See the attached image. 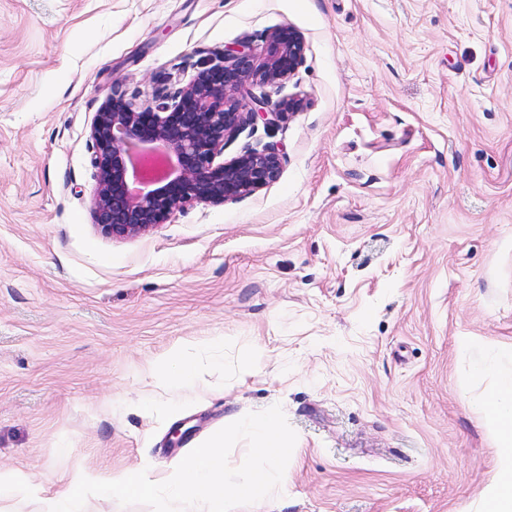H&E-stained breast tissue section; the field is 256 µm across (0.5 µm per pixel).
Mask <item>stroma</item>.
Here are the masks:
<instances>
[{"mask_svg": "<svg viewBox=\"0 0 512 512\" xmlns=\"http://www.w3.org/2000/svg\"><path fill=\"white\" fill-rule=\"evenodd\" d=\"M284 25L304 56L265 88L301 102L268 137L279 179L101 235L89 131L113 86L150 98ZM184 344L195 385L153 382ZM501 344L512 0H0L1 473L159 477L278 404L283 481L235 512H481L496 440L473 402ZM172 401L194 429L175 448Z\"/></svg>", "mask_w": 512, "mask_h": 512, "instance_id": "stroma-1", "label": "stroma"}]
</instances>
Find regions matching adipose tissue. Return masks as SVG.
I'll list each match as a JSON object with an SVG mask.
<instances>
[{"instance_id":"obj_1","label":"adipose tissue","mask_w":512,"mask_h":512,"mask_svg":"<svg viewBox=\"0 0 512 512\" xmlns=\"http://www.w3.org/2000/svg\"><path fill=\"white\" fill-rule=\"evenodd\" d=\"M150 376L187 386L195 382L197 368L193 359L176 348L153 364ZM477 409L494 422L498 448L496 475L483 491V512H512V372L501 375L495 388L478 401Z\"/></svg>"}]
</instances>
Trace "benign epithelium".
<instances>
[{"mask_svg": "<svg viewBox=\"0 0 512 512\" xmlns=\"http://www.w3.org/2000/svg\"><path fill=\"white\" fill-rule=\"evenodd\" d=\"M302 59L300 35L284 26L266 36L262 56L244 41L176 92L162 87L153 109L135 107L112 87L89 132L99 232L137 236L177 211L235 201L278 180L281 156L273 146L248 148L227 162L220 157L244 126L272 127L298 108L295 99L272 105L256 90L294 74Z\"/></svg>", "mask_w": 512, "mask_h": 512, "instance_id": "1", "label": "benign epithelium"}]
</instances>
